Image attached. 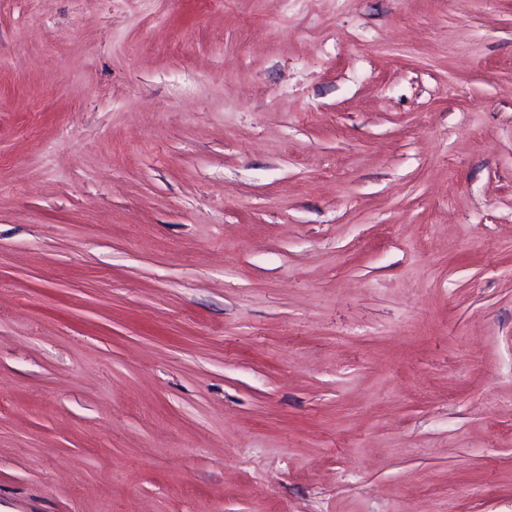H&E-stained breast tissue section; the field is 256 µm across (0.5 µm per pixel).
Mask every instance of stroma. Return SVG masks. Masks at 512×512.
<instances>
[{"instance_id":"35a3bbf8","label":"stroma","mask_w":512,"mask_h":512,"mask_svg":"<svg viewBox=\"0 0 512 512\" xmlns=\"http://www.w3.org/2000/svg\"><path fill=\"white\" fill-rule=\"evenodd\" d=\"M0 0V512H512V0Z\"/></svg>"}]
</instances>
